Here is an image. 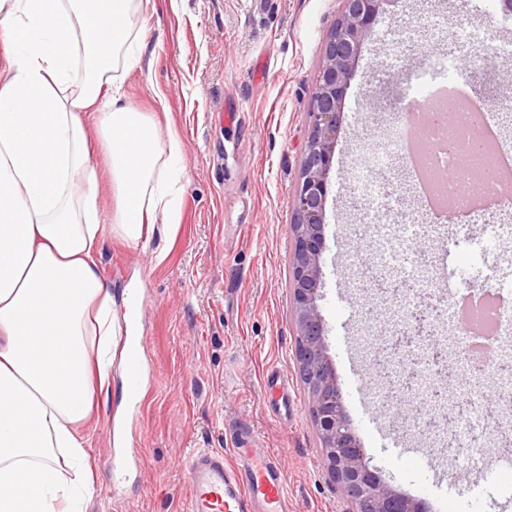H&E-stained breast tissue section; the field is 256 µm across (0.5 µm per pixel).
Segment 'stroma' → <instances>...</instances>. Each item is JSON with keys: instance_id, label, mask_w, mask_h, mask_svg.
I'll return each instance as SVG.
<instances>
[{"instance_id": "35a3bbf8", "label": "stroma", "mask_w": 512, "mask_h": 512, "mask_svg": "<svg viewBox=\"0 0 512 512\" xmlns=\"http://www.w3.org/2000/svg\"><path fill=\"white\" fill-rule=\"evenodd\" d=\"M340 7L339 0H150L134 18L141 63L117 69L115 84L161 135L179 136L185 178L177 224L157 227L147 248L116 235L103 241L101 269L113 295L142 293V362L152 376L133 403L121 370H113L109 391L98 398L86 425L95 466L87 512H185L188 455L227 453L237 443L279 455L290 512H343L297 375L289 289L294 187L323 44ZM422 24L445 36L416 51L411 40ZM462 26L473 39L457 38ZM488 41L498 51L483 80L512 79V25H495L486 0H385L344 98L326 204L319 306L344 409L388 484L430 503L444 499L450 512H512V472L481 466L485 458L508 460L512 448L485 443L441 472L384 449V434L393 433L439 454L410 420L383 410L364 348L388 313L358 281L355 253L367 250L409 283L423 262L473 274L490 262L503 289L512 290V235L494 238L486 227L490 220L512 226V206H488L465 228L446 221L457 241L451 256L431 240L421 257L399 226L402 217H416L417 195L401 193L395 213L377 216L358 201L351 171L365 146L386 138L399 120L406 86L397 74L422 67L429 54L463 62ZM273 367L287 380V394L265 390ZM116 463L125 474L117 487Z\"/></svg>"}]
</instances>
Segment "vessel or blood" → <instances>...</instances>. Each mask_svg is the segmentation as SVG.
<instances>
[{
    "label": "vessel or blood",
    "mask_w": 512,
    "mask_h": 512,
    "mask_svg": "<svg viewBox=\"0 0 512 512\" xmlns=\"http://www.w3.org/2000/svg\"><path fill=\"white\" fill-rule=\"evenodd\" d=\"M233 453L231 464L214 450L188 456L186 512H289L287 480L278 456L255 455L241 447Z\"/></svg>",
    "instance_id": "b4317fda"
}]
</instances>
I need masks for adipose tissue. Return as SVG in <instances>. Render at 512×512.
I'll return each mask as SVG.
<instances>
[{"label": "adipose tissue", "mask_w": 512, "mask_h": 512, "mask_svg": "<svg viewBox=\"0 0 512 512\" xmlns=\"http://www.w3.org/2000/svg\"><path fill=\"white\" fill-rule=\"evenodd\" d=\"M143 0H0V512H84L94 488L83 428L128 314L101 274L116 234L148 242L177 221V134L113 92L136 68ZM110 160L113 214L98 207L91 150Z\"/></svg>", "instance_id": "1"}]
</instances>
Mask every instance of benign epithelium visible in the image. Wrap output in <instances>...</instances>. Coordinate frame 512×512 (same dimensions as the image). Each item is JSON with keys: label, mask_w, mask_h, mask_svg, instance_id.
I'll list each match as a JSON object with an SVG mask.
<instances>
[{"label": "benign epithelium", "mask_w": 512, "mask_h": 512, "mask_svg": "<svg viewBox=\"0 0 512 512\" xmlns=\"http://www.w3.org/2000/svg\"><path fill=\"white\" fill-rule=\"evenodd\" d=\"M336 24L328 34L320 76L308 112L310 133L295 188L290 231V286L296 325L295 360L307 392L316 426L324 470L340 489L346 512H423L421 501L399 493L384 482L365 458L348 420L336 374L328 356L326 328L319 309L325 249L328 173L342 124V102L353 77V67L384 0H340ZM394 392L389 407L405 418L421 413L402 403V391L390 379L387 360H376Z\"/></svg>", "instance_id": "obj_1"}]
</instances>
